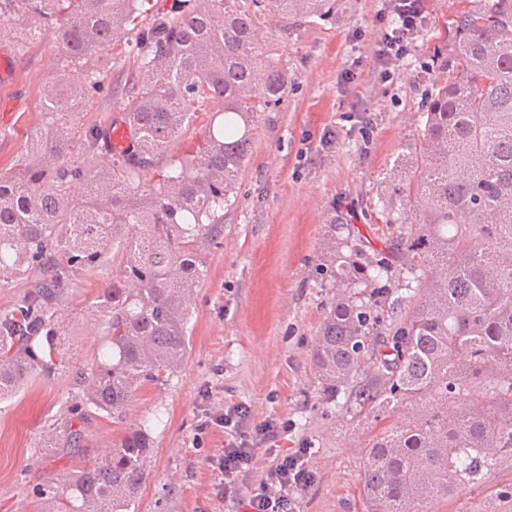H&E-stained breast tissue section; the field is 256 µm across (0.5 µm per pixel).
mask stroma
Masks as SVG:
<instances>
[{"instance_id":"35a3bbf8","label":"stroma","mask_w":512,"mask_h":512,"mask_svg":"<svg viewBox=\"0 0 512 512\" xmlns=\"http://www.w3.org/2000/svg\"><path fill=\"white\" fill-rule=\"evenodd\" d=\"M334 2L325 17L286 21L270 12L259 21L264 52L286 72L288 87L259 118L250 161L224 209L223 236L200 253L206 276L196 290L184 364L167 385L145 387L122 417L90 415L80 447H63L61 434L78 413L79 377L103 341L82 305L101 283L77 275L58 308L67 330L65 369L0 400V512H54L57 491L142 425L153 449L137 512H240L217 498V476L207 464L226 435L204 425L208 413L236 404L249 407L251 425L287 423L281 448H310L313 483L298 495L300 512H363L365 446L379 426L322 402L312 357L335 295L324 272L329 222L349 216L377 250L416 222L417 210L393 192L392 166L419 154L422 113L432 85L447 75L449 27L465 4L427 0L410 55L383 83L371 52L392 20L389 0ZM1 44L11 47L16 74L0 87V101H15L18 110L10 124L0 123V172L26 159L31 134L44 124V91L62 64L49 26L30 40L22 26L5 24ZM98 63L112 91L68 118L71 133L124 119V89L137 76V61L118 47L100 53ZM358 101L364 111H353ZM206 121L199 116L183 129L145 180L189 155ZM392 210L399 218L390 224ZM508 487L512 455H503L479 482L429 508L512 512V498L501 495Z\"/></svg>"}]
</instances>
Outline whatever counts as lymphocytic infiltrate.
Wrapping results in <instances>:
<instances>
[{
    "mask_svg": "<svg viewBox=\"0 0 512 512\" xmlns=\"http://www.w3.org/2000/svg\"><path fill=\"white\" fill-rule=\"evenodd\" d=\"M392 12L393 28L382 33L372 51L375 70L383 82L393 78L398 63L409 55L425 19L426 0H392ZM210 422L231 433L221 452L209 459L212 470L221 476L216 486L218 497L241 504L246 512H297L296 494L312 480L308 466L310 451L298 448L290 453L281 452L278 441L287 431V424L270 420L251 426L250 412L242 405L215 412ZM260 446L270 457L271 465L258 485L248 490L243 478L252 470Z\"/></svg>",
    "mask_w": 512,
    "mask_h": 512,
    "instance_id": "obj_1",
    "label": "lymphocytic infiltrate"
}]
</instances>
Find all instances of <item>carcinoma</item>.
<instances>
[{
  "mask_svg": "<svg viewBox=\"0 0 512 512\" xmlns=\"http://www.w3.org/2000/svg\"><path fill=\"white\" fill-rule=\"evenodd\" d=\"M327 16L331 0H168L131 28L139 0H0V21L52 25L62 50L45 93L46 127L31 161L0 173V286L26 289L0 310V396L63 367L57 306L78 273L104 281L85 306L103 344L80 381L84 404L122 414L145 386L183 365L203 242L246 168L255 124L282 99L275 67L260 83L256 19ZM453 64L423 112L420 158L397 165L398 194L419 220L402 242L366 256L352 234L333 252L337 288L313 361L326 404L344 396L353 417L384 419L427 408L366 445V512H428L434 498L479 479L512 454V0H469L451 28ZM125 45L139 78L125 95L135 147L88 169L78 152L108 148L106 130L74 137L71 110L108 89L98 52ZM77 68L81 78H70ZM210 113L191 163L155 167L183 127ZM88 197L71 195L74 183ZM395 273L413 294L389 300ZM148 428L131 431L62 490L68 512H135L151 453Z\"/></svg>",
  "mask_w": 512,
  "mask_h": 512,
  "instance_id": "1",
  "label": "carcinoma"
}]
</instances>
